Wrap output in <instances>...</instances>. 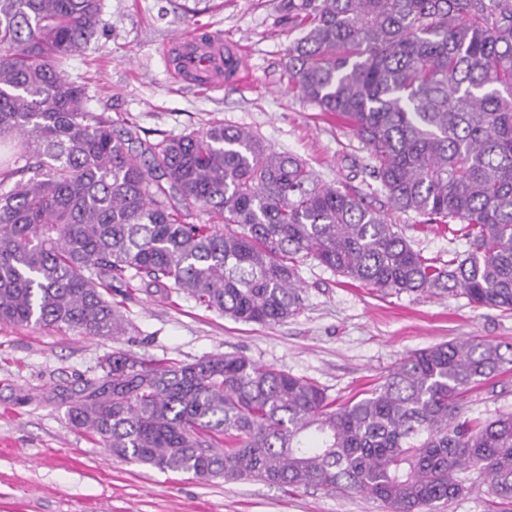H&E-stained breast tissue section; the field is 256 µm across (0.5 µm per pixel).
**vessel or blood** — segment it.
Listing matches in <instances>:
<instances>
[{
  "instance_id": "obj_1",
  "label": "vessel or blood",
  "mask_w": 512,
  "mask_h": 512,
  "mask_svg": "<svg viewBox=\"0 0 512 512\" xmlns=\"http://www.w3.org/2000/svg\"><path fill=\"white\" fill-rule=\"evenodd\" d=\"M165 53L175 59L173 75L178 80L210 89L228 81L248 80L241 50L214 35L205 37L196 30L187 32L171 42Z\"/></svg>"
}]
</instances>
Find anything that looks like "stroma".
I'll return each instance as SVG.
<instances>
[{"mask_svg": "<svg viewBox=\"0 0 512 512\" xmlns=\"http://www.w3.org/2000/svg\"><path fill=\"white\" fill-rule=\"evenodd\" d=\"M278 3L103 0L99 33L69 59L66 74L87 86L90 110L135 123L149 141L214 122L249 128L305 162L320 182L366 197L424 257L442 262L465 251V239L451 238L442 225L392 209L379 183L363 174L368 154L350 129L289 82L286 50L298 33ZM194 29L241 45L250 83L207 89L174 81L163 49ZM301 277L304 308L277 325L236 322L173 292L126 301L128 332L111 339L0 323V512H385L356 493L204 481L123 461L67 418L69 402L115 351L183 362L243 355L308 378L342 403L408 352L473 338L512 345V313L475 307L460 295H387L345 283L311 259ZM467 411H512V370L474 389Z\"/></svg>", "mask_w": 512, "mask_h": 512, "instance_id": "obj_1", "label": "stroma"}]
</instances>
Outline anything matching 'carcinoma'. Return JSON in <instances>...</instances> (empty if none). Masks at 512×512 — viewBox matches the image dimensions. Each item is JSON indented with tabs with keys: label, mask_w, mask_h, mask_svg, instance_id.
<instances>
[{
	"label": "carcinoma",
	"mask_w": 512,
	"mask_h": 512,
	"mask_svg": "<svg viewBox=\"0 0 512 512\" xmlns=\"http://www.w3.org/2000/svg\"><path fill=\"white\" fill-rule=\"evenodd\" d=\"M279 8L301 31L287 68L303 98L350 128L394 209L462 223L448 232L464 254L432 262L362 198L247 128L151 142L115 127L62 68L98 33L102 0H0V323L122 336L112 292L125 288L275 325L303 309L309 258L385 294L456 292L512 310V0ZM509 366L511 346L440 343L338 404L245 356L117 351L67 416L112 456L161 472L448 512L478 471L512 512V412L471 418L465 405Z\"/></svg>",
	"instance_id": "1"
}]
</instances>
